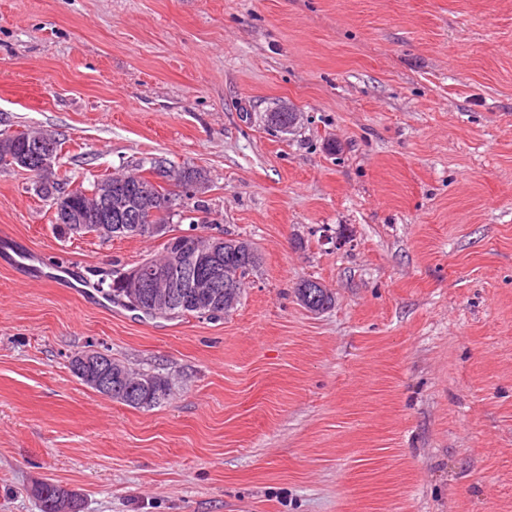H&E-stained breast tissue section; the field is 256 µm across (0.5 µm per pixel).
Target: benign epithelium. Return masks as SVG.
<instances>
[{
	"label": "benign epithelium",
	"mask_w": 512,
	"mask_h": 512,
	"mask_svg": "<svg viewBox=\"0 0 512 512\" xmlns=\"http://www.w3.org/2000/svg\"><path fill=\"white\" fill-rule=\"evenodd\" d=\"M59 163V155L48 145V141L37 139L28 147V152L19 158V164L35 168L43 173L52 171ZM73 195L71 190L61 195L55 210L59 212L61 220L59 227L66 233L78 236L85 233L87 225L70 223L69 214L74 212L71 205ZM117 211L122 222L115 223L118 229L123 228V223L130 221L126 217L127 207L122 203L112 204V194L101 197L97 206V218L104 224L112 223V211ZM243 243L240 239L229 236L208 235L203 245L195 244L189 249L178 251L179 262L176 270L160 268L149 260L142 262L137 267L129 270L124 280L130 282L146 281L148 283L165 281L168 288L159 293H152L150 304L158 311H166L178 302H184L195 294V288L205 285L208 288H224V294H229L231 281L235 278V272L231 269L221 270L218 264V254L222 248L228 247L235 253L242 252ZM83 362L92 368L90 375L91 384L98 393L112 397V363L111 358L101 349H91L85 352Z\"/></svg>",
	"instance_id": "benign-epithelium-1"
}]
</instances>
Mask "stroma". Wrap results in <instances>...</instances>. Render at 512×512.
Returning a JSON list of instances; mask_svg holds the SVG:
<instances>
[{"instance_id": "stroma-1", "label": "stroma", "mask_w": 512, "mask_h": 512, "mask_svg": "<svg viewBox=\"0 0 512 512\" xmlns=\"http://www.w3.org/2000/svg\"><path fill=\"white\" fill-rule=\"evenodd\" d=\"M23 129L76 181L203 169L262 262L222 318L128 310L97 282L161 241L62 235L0 168V512H512V0H0ZM90 345L169 400L83 385ZM311 282L310 280L302 281L300 284H298V288H296V293L298 296V299L300 300V294H303V288L301 286L306 285L307 283ZM319 288H313L314 293H316L317 297L313 298L311 304L309 303H303L301 300L300 302L302 305L307 308L308 310L312 312H320L323 311L333 304L335 302V298L333 293L330 289H328L326 286L324 288L321 284L317 283ZM83 362L90 365L93 372L90 375L91 384L98 393L132 408L151 409L163 404L171 394V385L167 375L159 371L135 370L124 362L106 356L101 349H91L84 353ZM112 359V363H111ZM112 369L118 373H128L140 377L146 386L138 383L135 393L121 398H112Z\"/></svg>"}]
</instances>
